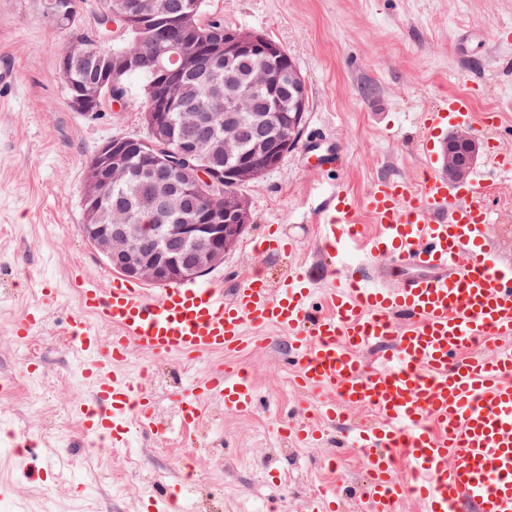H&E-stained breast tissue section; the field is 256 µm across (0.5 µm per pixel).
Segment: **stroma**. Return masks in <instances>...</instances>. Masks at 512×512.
<instances>
[{
  "label": "stroma",
  "mask_w": 512,
  "mask_h": 512,
  "mask_svg": "<svg viewBox=\"0 0 512 512\" xmlns=\"http://www.w3.org/2000/svg\"><path fill=\"white\" fill-rule=\"evenodd\" d=\"M226 25L278 42L305 78L309 107L281 165L250 184L251 223L206 285L232 294L255 273L277 283L296 266L317 300L332 286V257L318 226L339 190L364 196L382 179L414 182L425 166L424 113L448 94L467 93L475 113H495L501 151L512 154V0H209ZM70 38L46 17L42 0H0V68L14 70L0 94V512H142V500L182 488V512L208 497L222 512H307L309 499L360 486L361 449L333 427L320 445L297 447L279 431L312 412L319 392L294 385L296 363L274 329L251 333L240 353L193 360L133 352L145 373L162 436L134 432L126 448L94 459L74 404L91 393L65 329L80 316L75 279L108 286L114 273L81 236L87 165L104 141L146 136L140 79L120 116L74 111L59 60ZM321 138L340 166L312 170L300 147ZM484 203L489 238L512 261V171L497 175ZM294 240L288 255L258 252L269 225ZM58 291L41 332L16 339L43 283ZM248 372L257 392L248 410L228 414L202 398L200 419L181 424L177 398L218 368Z\"/></svg>",
  "instance_id": "1"
}]
</instances>
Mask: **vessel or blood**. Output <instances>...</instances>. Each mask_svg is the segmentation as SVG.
Wrapping results in <instances>:
<instances>
[{
    "mask_svg": "<svg viewBox=\"0 0 512 512\" xmlns=\"http://www.w3.org/2000/svg\"><path fill=\"white\" fill-rule=\"evenodd\" d=\"M473 120L465 93L423 118L430 136L443 127L472 129ZM302 153L316 167L342 162L313 143ZM426 160L417 185L383 179L360 199L331 196L322 226L331 253L359 243L418 273L397 287L340 275L326 296L330 314H313V284L300 268L275 286L252 278L229 299L212 287L150 294L117 279L105 288L83 285L84 314L66 333L92 362L90 398L75 409L84 432L117 448L129 444L130 422L158 431L152 398L125 369L131 350L186 358L243 351L248 331L275 327L299 361L296 385L333 393L319 408L322 419L344 425L350 409L371 413L348 440L365 457L359 512H398L406 498L422 512H459L464 502L473 512H512V344L502 342L512 335V265L488 247L482 175L451 184L436 173L434 155ZM362 208L381 226L369 239L356 220ZM56 298V289L42 288L40 309L15 337L39 331ZM101 324L113 331L108 340L98 334ZM200 395L223 400L232 414L252 406L255 386L241 370L211 372L188 386L184 425L197 422ZM401 464L413 485L399 479Z\"/></svg>",
    "mask_w": 512,
    "mask_h": 512,
    "instance_id": "obj_1",
    "label": "vessel or blood"
}]
</instances>
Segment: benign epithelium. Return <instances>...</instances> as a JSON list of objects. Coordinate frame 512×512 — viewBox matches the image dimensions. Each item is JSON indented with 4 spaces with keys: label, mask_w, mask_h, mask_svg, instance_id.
Masks as SVG:
<instances>
[{
    "label": "benign epithelium",
    "mask_w": 512,
    "mask_h": 512,
    "mask_svg": "<svg viewBox=\"0 0 512 512\" xmlns=\"http://www.w3.org/2000/svg\"><path fill=\"white\" fill-rule=\"evenodd\" d=\"M85 4L86 0H73L63 13L48 11L60 26L90 25V31L72 40L63 53L59 61L63 73L86 58L91 45L121 39L129 28L171 33L173 38L149 72L157 105L154 111L144 113L148 137L109 139L98 147L87 167L80 232L108 266L130 279L167 285L202 277L224 262V254L251 223L244 199L226 200L222 208L214 206L215 199L224 195V174L238 184H248L281 164L301 132L307 106L306 82L298 68L292 67V111L275 113L279 129L253 143L250 153L240 151L243 128L235 117L222 112H182L183 123L222 128L224 137L207 146L184 141L177 152L165 154L163 150L174 138L171 110L177 105L178 89L185 77L195 73L199 53L219 63L245 52L274 56L282 48L265 35L248 30L226 33L219 29L205 39L197 37L194 23L188 20L196 12L195 2L187 5V14L171 16L161 14L144 0L135 12L124 14L125 27L118 30L110 23V34L103 36L98 23L112 13V0H95L91 10ZM141 65L136 55L115 58L112 51H105L97 64L99 74L80 84L69 98L70 106L83 113L120 109L125 88L118 76ZM478 154L479 142L470 136L456 139L453 146L446 145L444 158L449 167L462 173L474 166ZM172 178L181 181L183 194L153 196L139 210L138 223H100L102 213L112 209L108 199L112 185L135 180L157 187ZM185 194L197 202L191 224L178 223Z\"/></svg>",
    "instance_id": "benign-epithelium-1"
}]
</instances>
